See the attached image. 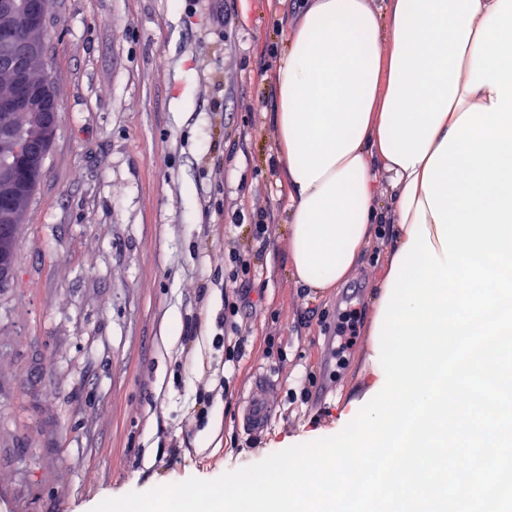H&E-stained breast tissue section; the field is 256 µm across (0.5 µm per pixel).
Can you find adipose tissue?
Masks as SVG:
<instances>
[{"instance_id":"1","label":"adipose tissue","mask_w":512,"mask_h":512,"mask_svg":"<svg viewBox=\"0 0 512 512\" xmlns=\"http://www.w3.org/2000/svg\"><path fill=\"white\" fill-rule=\"evenodd\" d=\"M498 0H302L277 65L278 159L288 186V247L295 282L337 287L369 246L375 225L398 227L384 260L391 278L426 193L430 156L472 106L497 92L465 86L475 38ZM386 177L390 209L375 188Z\"/></svg>"}]
</instances>
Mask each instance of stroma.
Returning a JSON list of instances; mask_svg holds the SVG:
<instances>
[{"label":"stroma","instance_id":"1","mask_svg":"<svg viewBox=\"0 0 512 512\" xmlns=\"http://www.w3.org/2000/svg\"><path fill=\"white\" fill-rule=\"evenodd\" d=\"M295 21L292 0H52L40 65L59 122L0 288V512H87L333 427L395 227L341 286H296L273 122ZM231 248L252 272L230 319ZM350 303L360 336L340 365L326 338ZM232 322L247 342L226 390L213 339ZM259 367L278 382L252 438L237 420ZM175 439L181 457L163 466Z\"/></svg>","mask_w":512,"mask_h":512}]
</instances>
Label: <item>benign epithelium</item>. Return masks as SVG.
I'll list each match as a JSON object with an SVG mask.
<instances>
[{"mask_svg":"<svg viewBox=\"0 0 512 512\" xmlns=\"http://www.w3.org/2000/svg\"><path fill=\"white\" fill-rule=\"evenodd\" d=\"M46 16L45 0H0V20L17 21L31 35L44 30ZM4 43L12 46V53L0 58V68L12 71V88L0 97V286L14 275L11 241L21 223V208L41 178L59 120L46 82L31 75L41 53L39 42L29 37ZM19 114L30 116L32 127L15 124Z\"/></svg>","mask_w":512,"mask_h":512,"instance_id":"benign-epithelium-1","label":"benign epithelium"}]
</instances>
